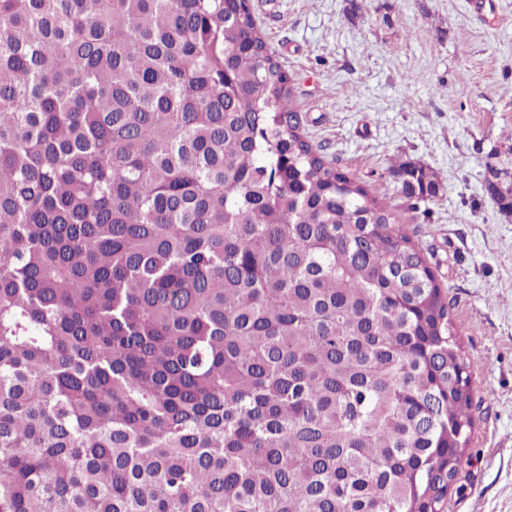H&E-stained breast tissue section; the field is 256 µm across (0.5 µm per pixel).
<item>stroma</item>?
Wrapping results in <instances>:
<instances>
[{"mask_svg": "<svg viewBox=\"0 0 512 512\" xmlns=\"http://www.w3.org/2000/svg\"><path fill=\"white\" fill-rule=\"evenodd\" d=\"M308 140L395 211L448 291L474 425L445 512H512V215L484 188L512 134V0H251ZM407 160L437 174L406 198ZM392 171L398 177L401 191L408 198L420 200L436 197L440 190V181L428 169L409 161H396Z\"/></svg>", "mask_w": 512, "mask_h": 512, "instance_id": "obj_1", "label": "stroma"}]
</instances>
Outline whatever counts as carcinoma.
<instances>
[{
  "label": "carcinoma",
  "instance_id": "cac0c4a2",
  "mask_svg": "<svg viewBox=\"0 0 512 512\" xmlns=\"http://www.w3.org/2000/svg\"><path fill=\"white\" fill-rule=\"evenodd\" d=\"M472 427L250 0H0V512H443Z\"/></svg>",
  "mask_w": 512,
  "mask_h": 512
}]
</instances>
